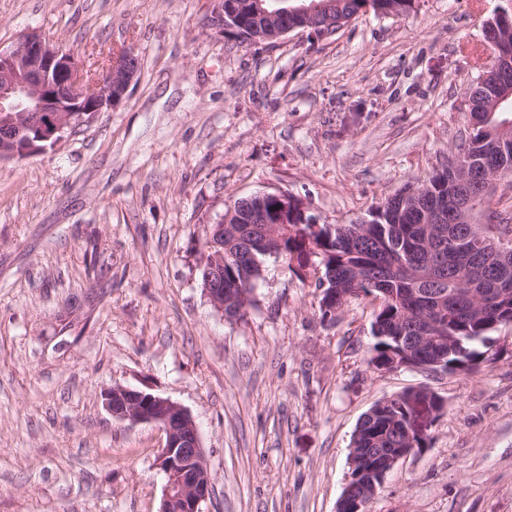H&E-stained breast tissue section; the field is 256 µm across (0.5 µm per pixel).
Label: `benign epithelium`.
Wrapping results in <instances>:
<instances>
[{"instance_id":"benign-epithelium-1","label":"benign epithelium","mask_w":512,"mask_h":512,"mask_svg":"<svg viewBox=\"0 0 512 512\" xmlns=\"http://www.w3.org/2000/svg\"><path fill=\"white\" fill-rule=\"evenodd\" d=\"M271 0H241L236 9L224 12L219 0L215 15L218 27H232L237 13L251 12L276 17L270 9ZM318 0H303L291 8V13L308 21L315 18ZM137 69L118 59L111 60L101 77L105 86L102 94L92 95L89 73L83 71L74 55L51 43L36 31L26 33L16 45L0 47V160H10L41 153L62 142L77 121H86L96 113L120 104L134 79ZM35 126L37 136L23 139L15 130ZM495 175L484 176V191L458 206L459 221L467 220L469 212L487 198ZM280 204L305 209L303 201L283 191L264 193ZM224 231V225L207 226L200 253L199 267L214 270L203 288L211 307L224 313V252L211 248L214 233ZM103 404L113 417L133 423L158 426L165 435V445L158 458L159 470L165 480L158 512H205L203 504L212 491V477L208 469L200 433L192 415L181 405L161 396L124 386H113L102 393ZM430 419L425 416L422 402L416 404L413 432L418 437L428 436ZM414 449L396 448L378 460L371 469L377 479L364 485L353 498L341 496L337 512H361L379 493L387 474ZM371 459L366 448L350 449L348 481H356Z\"/></svg>"}]
</instances>
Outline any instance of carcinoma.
<instances>
[{
    "label": "carcinoma",
    "mask_w": 512,
    "mask_h": 512,
    "mask_svg": "<svg viewBox=\"0 0 512 512\" xmlns=\"http://www.w3.org/2000/svg\"><path fill=\"white\" fill-rule=\"evenodd\" d=\"M325 10L347 21L373 11L406 15L413 0H324ZM501 48L512 55V10L494 13ZM269 22L243 15L236 36L266 31ZM512 92V64L505 63L487 82L477 78L467 107L470 132L458 152L478 172L512 176V138H499L498 124L512 112L493 110L494 101ZM419 197L399 190L369 210L368 223L310 224L312 215L288 210L280 216L270 198L237 203L224 225V287L247 280L236 290L234 305L225 308L236 317L254 303V289L262 279L263 259L275 256L299 262L314 257L322 277L315 287L336 289V301L360 296L381 300L373 324L375 342L369 364L381 370L395 361L416 362L431 372L471 374L484 361L481 348L496 327L512 323V252L495 254L492 245L481 248L482 234L495 239L512 235L511 224H481L471 216V239L458 236L450 204L464 192L448 166L431 174ZM265 213L278 225L267 238L252 235V217ZM402 396L376 403L359 421L353 448H408L412 412Z\"/></svg>",
    "instance_id": "obj_1"
}]
</instances>
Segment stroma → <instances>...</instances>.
Here are the masks:
<instances>
[{
  "mask_svg": "<svg viewBox=\"0 0 512 512\" xmlns=\"http://www.w3.org/2000/svg\"><path fill=\"white\" fill-rule=\"evenodd\" d=\"M504 3L245 44L216 0H0L2 46L33 30L87 71L140 60L122 104L0 161V512H158L165 435L112 417L116 385L191 413L206 512H336L361 416L420 387L444 409L370 512H512V324L476 373L381 372L378 302L322 317L314 266L266 259L232 321L198 281L204 229L238 199L280 189L348 224L446 166Z\"/></svg>",
  "mask_w": 512,
  "mask_h": 512,
  "instance_id": "stroma-1",
  "label": "stroma"
}]
</instances>
